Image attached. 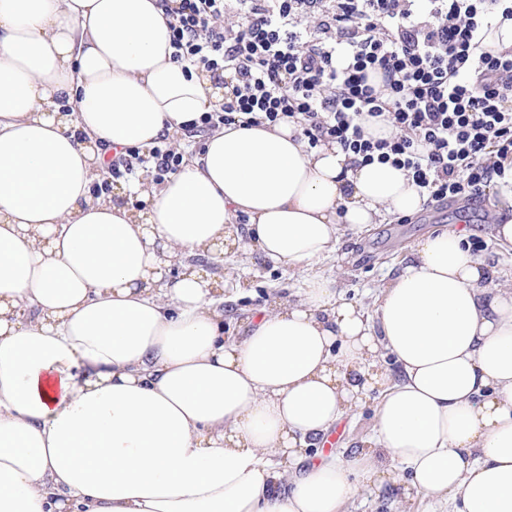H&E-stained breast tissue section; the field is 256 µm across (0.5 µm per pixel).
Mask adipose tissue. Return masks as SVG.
Wrapping results in <instances>:
<instances>
[{
  "instance_id": "adipose-tissue-1",
  "label": "adipose tissue",
  "mask_w": 512,
  "mask_h": 512,
  "mask_svg": "<svg viewBox=\"0 0 512 512\" xmlns=\"http://www.w3.org/2000/svg\"><path fill=\"white\" fill-rule=\"evenodd\" d=\"M170 35L156 0H0V512H342L387 481L512 512V285L476 229L419 240L369 311L316 270L345 231L422 209L403 170L235 123L129 183L138 207L93 195L112 147L224 101ZM245 243L303 283L237 338L183 263ZM371 389L364 450L320 452Z\"/></svg>"
}]
</instances>
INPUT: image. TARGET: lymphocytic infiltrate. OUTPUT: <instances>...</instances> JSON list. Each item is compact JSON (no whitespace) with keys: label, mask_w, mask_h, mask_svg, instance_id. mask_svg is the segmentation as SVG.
Segmentation results:
<instances>
[{"label":"lymphocytic infiltrate","mask_w":512,"mask_h":512,"mask_svg":"<svg viewBox=\"0 0 512 512\" xmlns=\"http://www.w3.org/2000/svg\"><path fill=\"white\" fill-rule=\"evenodd\" d=\"M173 60L224 76L222 106L186 132L236 122L295 123L307 148L336 142L358 161L391 164L426 206L477 201L512 160V50L483 42L512 0H157ZM380 74L373 83L371 74ZM390 127L384 138L367 123ZM495 162H488V154ZM183 152L167 139L123 147L108 173L156 180Z\"/></svg>","instance_id":"obj_1"}]
</instances>
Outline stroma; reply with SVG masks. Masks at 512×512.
<instances>
[{
    "mask_svg": "<svg viewBox=\"0 0 512 512\" xmlns=\"http://www.w3.org/2000/svg\"><path fill=\"white\" fill-rule=\"evenodd\" d=\"M497 201V194L490 193L477 202H454L417 213L406 222L398 217L388 218L362 235L342 239L336 253L322 263L320 270L336 279L343 300L371 307L381 287L400 269L412 244L433 231L456 225L464 214L481 232L479 255L495 270L496 282L511 283L512 255L500 248L491 232ZM217 264L220 279L235 295L230 313L239 335L244 334L249 317L272 301L288 299L300 286L298 274L288 267L273 265L248 244L225 252ZM379 399L378 391H369L363 405L342 421L336 452L361 448L372 431ZM399 493V488L390 485L378 491L365 490L346 505L345 512H436L438 508L434 498L415 496L402 501Z\"/></svg>",
    "mask_w": 512,
    "mask_h": 512,
    "instance_id": "35a3bbf8",
    "label": "stroma"
}]
</instances>
